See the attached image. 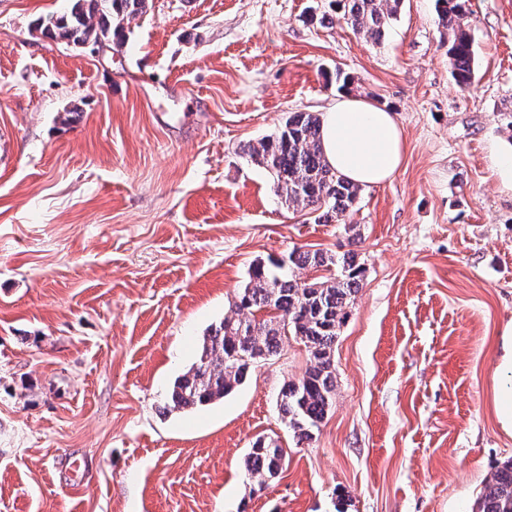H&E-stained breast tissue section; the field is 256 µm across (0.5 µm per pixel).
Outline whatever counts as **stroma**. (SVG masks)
I'll use <instances>...</instances> for the list:
<instances>
[{
    "instance_id": "1",
    "label": "stroma",
    "mask_w": 512,
    "mask_h": 512,
    "mask_svg": "<svg viewBox=\"0 0 512 512\" xmlns=\"http://www.w3.org/2000/svg\"><path fill=\"white\" fill-rule=\"evenodd\" d=\"M71 0H0V512H472L512 459L493 377L512 322V0H466L456 84L435 0L377 43L328 0H148L121 45L53 41ZM395 112L389 183L317 224L244 154L339 96ZM358 253L336 395L297 444L288 338L223 400L167 411L253 265ZM283 448L255 490L253 441Z\"/></svg>"
}]
</instances>
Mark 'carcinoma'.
Here are the masks:
<instances>
[{"mask_svg":"<svg viewBox=\"0 0 512 512\" xmlns=\"http://www.w3.org/2000/svg\"><path fill=\"white\" fill-rule=\"evenodd\" d=\"M147 0H74L71 10L37 23L41 35L75 45L110 46L124 36V22L146 10ZM403 0H338L343 17L370 40L380 39L396 19ZM465 0H435L442 43L448 46L452 74L461 86L474 80L472 38L463 24ZM318 115L295 112L273 137L247 146L250 161L273 174V186L287 207L308 209L319 224L346 223L360 187L339 175L324 159ZM308 269L315 276L298 277ZM365 268L353 250L290 252L287 258L252 267L224 317L203 337L195 361L179 376L171 408L194 409L223 399L259 364L281 354L282 337L299 338L311 355L305 374L283 384L278 393L282 420L297 443L313 438L336 393L332 360L339 330L360 288ZM282 449L259 437L245 460L249 479L261 487L280 468ZM476 512H512V460L485 481Z\"/></svg>","mask_w":512,"mask_h":512,"instance_id":"1","label":"carcinoma"}]
</instances>
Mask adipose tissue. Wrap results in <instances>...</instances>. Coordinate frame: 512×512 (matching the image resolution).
<instances>
[{
  "label": "adipose tissue",
  "mask_w": 512,
  "mask_h": 512,
  "mask_svg": "<svg viewBox=\"0 0 512 512\" xmlns=\"http://www.w3.org/2000/svg\"><path fill=\"white\" fill-rule=\"evenodd\" d=\"M321 148L339 174L360 186L372 187L398 172L406 146L392 111L344 95L322 116Z\"/></svg>",
  "instance_id": "adipose-tissue-1"
}]
</instances>
